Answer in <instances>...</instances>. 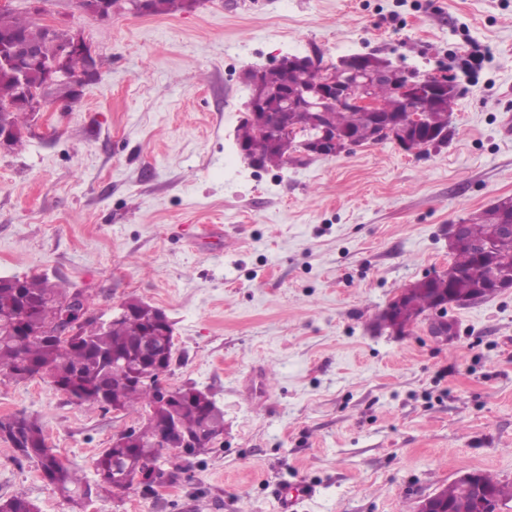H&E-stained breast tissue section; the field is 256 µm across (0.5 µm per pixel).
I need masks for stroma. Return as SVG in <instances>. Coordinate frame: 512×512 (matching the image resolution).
Listing matches in <instances>:
<instances>
[{
	"label": "stroma",
	"mask_w": 512,
	"mask_h": 512,
	"mask_svg": "<svg viewBox=\"0 0 512 512\" xmlns=\"http://www.w3.org/2000/svg\"><path fill=\"white\" fill-rule=\"evenodd\" d=\"M10 0L80 30L103 61L76 103L0 150V276L85 290L93 315L136 297L174 323L168 386L224 411L211 450L175 478L72 504L0 440V500L39 512H416L477 469L512 484V291L452 307L454 340L378 328L410 283L446 269L448 229L512 197V0H202L105 19L73 0ZM375 55L459 94L447 144H366L249 165L234 131L247 71L289 54ZM37 418L87 479L135 413L0 380V418ZM316 494V489L311 485H302L300 488L288 489L284 487L279 494V511L296 512L300 500L311 498Z\"/></svg>",
	"instance_id": "1"
}]
</instances>
